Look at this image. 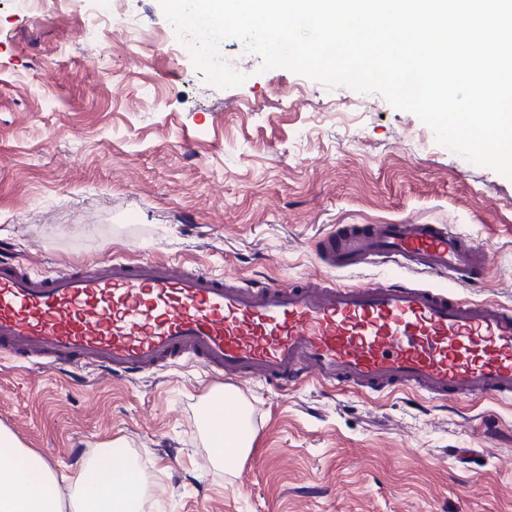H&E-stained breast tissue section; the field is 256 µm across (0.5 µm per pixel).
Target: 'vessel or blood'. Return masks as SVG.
I'll return each mask as SVG.
<instances>
[{"label": "vessel or blood", "mask_w": 512, "mask_h": 512, "mask_svg": "<svg viewBox=\"0 0 512 512\" xmlns=\"http://www.w3.org/2000/svg\"><path fill=\"white\" fill-rule=\"evenodd\" d=\"M313 251L326 276L289 283H248L174 258L113 255L44 274L0 259V355L77 376H144L188 361L235 387L512 400V307L445 285L482 280L489 244L450 224H344ZM369 265L434 283L328 276Z\"/></svg>", "instance_id": "vessel-or-blood-1"}]
</instances>
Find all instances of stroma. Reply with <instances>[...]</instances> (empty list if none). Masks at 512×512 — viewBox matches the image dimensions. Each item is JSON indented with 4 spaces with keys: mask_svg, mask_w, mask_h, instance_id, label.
<instances>
[{
    "mask_svg": "<svg viewBox=\"0 0 512 512\" xmlns=\"http://www.w3.org/2000/svg\"><path fill=\"white\" fill-rule=\"evenodd\" d=\"M0 0V241L51 272L115 252L180 256L245 279L318 278L314 242L339 224H450L493 247L482 285L512 306V179L439 145L378 94L222 42L246 74L198 71L158 0ZM216 382L191 366L69 383L0 360V427L55 473L105 446L145 481L144 512H512V405L405 391L261 383L241 396L253 442L218 463L201 421ZM481 448L470 474L448 455Z\"/></svg>",
    "mask_w": 512,
    "mask_h": 512,
    "instance_id": "obj_1",
    "label": "stroma"
}]
</instances>
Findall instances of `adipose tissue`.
<instances>
[{
  "mask_svg": "<svg viewBox=\"0 0 512 512\" xmlns=\"http://www.w3.org/2000/svg\"><path fill=\"white\" fill-rule=\"evenodd\" d=\"M81 512H138L143 485L112 449H101L92 468L70 476ZM56 476L0 428V512H64Z\"/></svg>",
  "mask_w": 512,
  "mask_h": 512,
  "instance_id": "1",
  "label": "adipose tissue"
}]
</instances>
